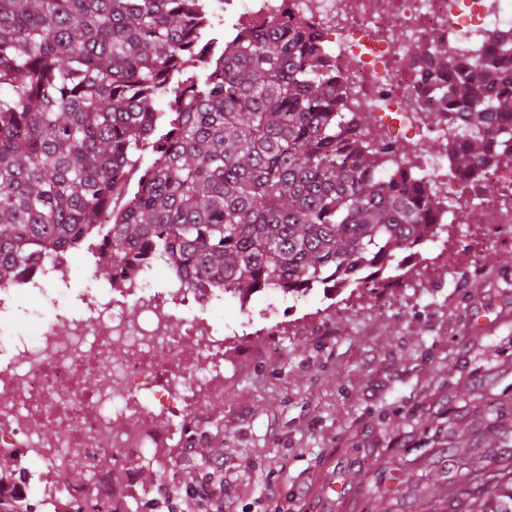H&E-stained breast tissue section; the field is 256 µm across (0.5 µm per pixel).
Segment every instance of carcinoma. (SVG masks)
Returning <instances> with one entry per match:
<instances>
[{"label": "carcinoma", "mask_w": 512, "mask_h": 512, "mask_svg": "<svg viewBox=\"0 0 512 512\" xmlns=\"http://www.w3.org/2000/svg\"><path fill=\"white\" fill-rule=\"evenodd\" d=\"M205 20L203 0H0V287L96 235L129 271L163 263L186 288L376 290L435 237L438 187L371 136L318 31L273 25L218 61ZM511 49L409 54L427 60L433 118L466 121L440 142L449 180L486 193L512 164ZM448 456L455 491L476 490L466 512H512V459Z\"/></svg>", "instance_id": "carcinoma-1"}]
</instances>
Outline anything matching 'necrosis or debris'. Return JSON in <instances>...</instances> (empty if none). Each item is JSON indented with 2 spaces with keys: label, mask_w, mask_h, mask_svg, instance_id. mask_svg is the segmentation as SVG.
<instances>
[{
  "label": "necrosis or debris",
  "mask_w": 512,
  "mask_h": 512,
  "mask_svg": "<svg viewBox=\"0 0 512 512\" xmlns=\"http://www.w3.org/2000/svg\"><path fill=\"white\" fill-rule=\"evenodd\" d=\"M230 32L285 21L306 22L325 35L329 57L346 74V88L370 111L371 132L389 141V115L420 144L447 138L448 126L432 122L415 102L419 72L405 61L400 37L446 43L449 53L476 56L512 37V0H220ZM71 249L19 273L0 287V458L26 464L25 476L0 484V501L29 507L33 499L73 512L84 491L63 487L67 460L82 455L91 479L104 485L100 455L125 470L127 483L105 502L127 512L133 499L153 495L137 468L170 447L177 422L201 411L205 393L224 383V325L212 318L224 302L220 288H187L178 279L157 284L148 272L115 268L100 247L90 255L106 286L81 295L84 317L64 300L72 292ZM40 321L35 336L12 324ZM93 386H86V377Z\"/></svg>",
  "instance_id": "1"
}]
</instances>
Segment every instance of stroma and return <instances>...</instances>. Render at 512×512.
Segmentation results:
<instances>
[{
	"label": "stroma",
	"instance_id": "obj_1",
	"mask_svg": "<svg viewBox=\"0 0 512 512\" xmlns=\"http://www.w3.org/2000/svg\"><path fill=\"white\" fill-rule=\"evenodd\" d=\"M254 300L248 315L224 303V392L184 421L195 437L140 464L159 512L214 477L235 512H448L449 443L512 454L489 423H512V224L441 226L378 294Z\"/></svg>",
	"mask_w": 512,
	"mask_h": 512
}]
</instances>
